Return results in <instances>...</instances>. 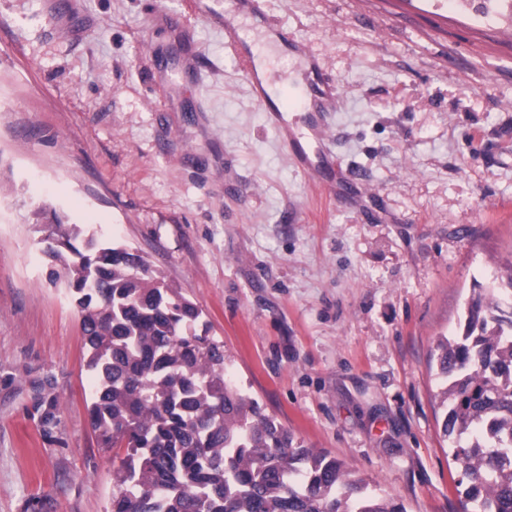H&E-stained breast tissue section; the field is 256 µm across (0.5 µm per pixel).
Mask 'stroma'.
Instances as JSON below:
<instances>
[{"label": "stroma", "mask_w": 512, "mask_h": 512, "mask_svg": "<svg viewBox=\"0 0 512 512\" xmlns=\"http://www.w3.org/2000/svg\"><path fill=\"white\" fill-rule=\"evenodd\" d=\"M236 0H0V512H110L55 217L139 251L237 384L408 512H463L435 346L512 282V0H266L336 87L352 192L224 49ZM60 398L46 441L32 380Z\"/></svg>", "instance_id": "1"}]
</instances>
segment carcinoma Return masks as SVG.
<instances>
[{"label": "carcinoma", "instance_id": "cac0c4a2", "mask_svg": "<svg viewBox=\"0 0 512 512\" xmlns=\"http://www.w3.org/2000/svg\"><path fill=\"white\" fill-rule=\"evenodd\" d=\"M45 253L80 315L89 416L112 448L111 512H406L329 453L306 448L198 330L202 311L139 253L78 224L49 225ZM491 290L462 334L437 344L441 433L469 512H512V313ZM54 388L35 405L43 436L60 424Z\"/></svg>", "mask_w": 512, "mask_h": 512}]
</instances>
